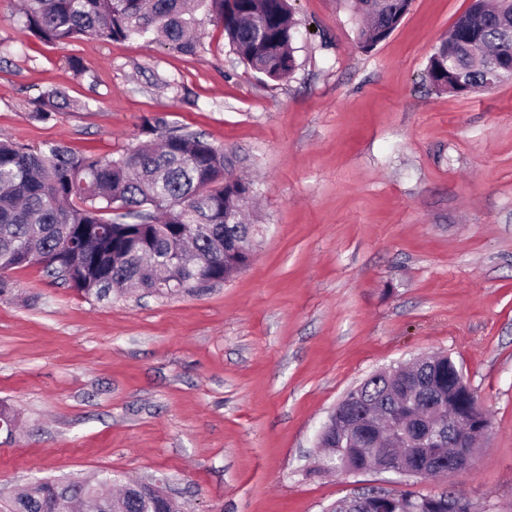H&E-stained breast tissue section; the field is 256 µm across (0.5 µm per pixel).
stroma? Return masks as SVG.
<instances>
[{
    "label": "stroma",
    "mask_w": 512,
    "mask_h": 512,
    "mask_svg": "<svg viewBox=\"0 0 512 512\" xmlns=\"http://www.w3.org/2000/svg\"><path fill=\"white\" fill-rule=\"evenodd\" d=\"M471 0H412L371 50L339 0H290L284 81L204 23L194 53L143 39L43 44L0 16V134L123 154L160 116L252 179L249 267L195 295L96 299L28 265L0 294V501L47 477L162 480L183 512H324L370 489H451L512 512V81L423 84ZM78 58L81 69L70 60ZM76 105L32 119L44 92ZM450 355L491 420L465 472L316 470V436L375 371Z\"/></svg>",
    "instance_id": "obj_1"
}]
</instances>
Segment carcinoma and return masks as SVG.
Returning <instances> with one entry per match:
<instances>
[{"label":"carcinoma","instance_id":"carcinoma-1","mask_svg":"<svg viewBox=\"0 0 512 512\" xmlns=\"http://www.w3.org/2000/svg\"><path fill=\"white\" fill-rule=\"evenodd\" d=\"M366 23L360 46L385 40L407 14L411 0H345ZM25 27L40 41L66 45L80 36L101 41L148 37L191 54L193 30L207 19L220 25L233 52L264 77L281 81L295 69V21L289 0H24ZM512 72V0H473L449 36L429 57L423 79L438 92L463 96L489 88L490 67ZM68 105L55 89L37 98L32 117L47 122ZM142 130L161 133L111 159L78 154L61 142L29 148L0 140V293L8 272L32 261L46 275L102 298L112 286L149 294H194L229 280L250 265L255 225L245 221L252 183H224V149L200 135L169 126L162 117ZM395 368L396 380L363 382L341 401L358 425L329 433L328 464L354 474L373 470L372 449L393 447L414 455L416 428L448 420V406L485 426L486 409L473 407L462 370L444 353ZM427 455L446 459L448 441L429 439ZM168 512L153 484L129 482L117 494L112 478L93 482L43 479L18 491L5 512ZM453 493L399 491L387 499L361 494L350 512H448Z\"/></svg>","mask_w":512,"mask_h":512}]
</instances>
